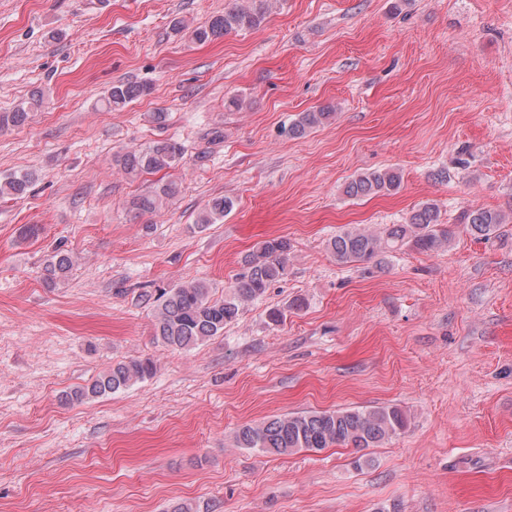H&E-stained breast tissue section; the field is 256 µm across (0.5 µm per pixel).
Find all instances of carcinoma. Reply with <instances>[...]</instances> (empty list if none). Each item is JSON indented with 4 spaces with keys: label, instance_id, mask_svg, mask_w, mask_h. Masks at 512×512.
Here are the masks:
<instances>
[{
    "label": "carcinoma",
    "instance_id": "1",
    "mask_svg": "<svg viewBox=\"0 0 512 512\" xmlns=\"http://www.w3.org/2000/svg\"><path fill=\"white\" fill-rule=\"evenodd\" d=\"M271 0H245L204 25L191 31L194 42L204 44L214 38L243 29H258L264 23ZM143 84L118 82L108 90L103 104L109 110H121L149 94ZM42 104L36 92L11 112L0 113V128L23 125L29 113ZM333 113L324 109L302 112L288 127V136L298 138L331 119ZM184 154L183 145L174 139L158 140L144 149L131 151L116 158L117 165L129 177L156 173L171 168ZM32 182L29 173L13 174L0 179V197L24 195ZM401 186V175L392 168L366 171L354 175L344 187L351 199L370 195L389 194ZM179 193L178 184L170 181L149 194L131 202L139 213H154L166 199ZM235 207L230 197L213 200L202 212L197 223L215 224ZM506 224L501 210L476 208L463 212V227L477 240H489L500 235ZM453 231L441 222L439 205L434 201L420 203L403 224H393L379 233L345 229L331 238L328 248L340 263L383 262L385 254L398 246L408 245L422 252H434L446 245ZM286 238L261 242L242 258L241 272L225 292L224 298L214 300L205 281H191L171 288H159L156 293L145 291L142 297L154 304V336L172 349H190L224 333V327L237 320L243 306L261 298L267 289L288 274ZM72 269L69 254L58 251L44 266V281L52 286L67 277ZM156 372L149 357L131 358L117 362L107 372L86 386L75 389L67 400L81 403L90 398L125 390L143 382ZM408 416L398 406H377L334 411H303L274 416L259 423L245 424L237 429L235 443L239 448L256 449L271 455H288L301 450L320 451L330 446L373 448L406 429Z\"/></svg>",
    "mask_w": 512,
    "mask_h": 512
}]
</instances>
